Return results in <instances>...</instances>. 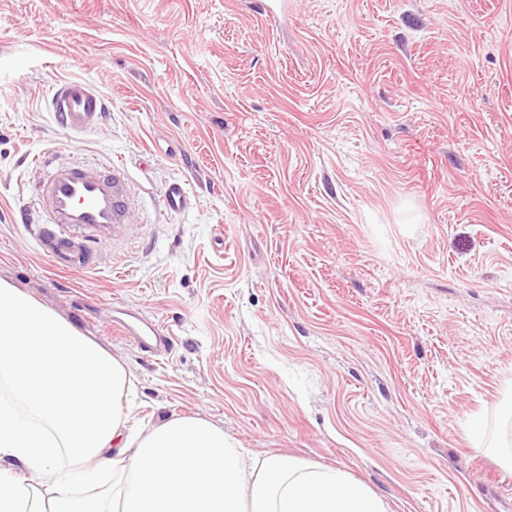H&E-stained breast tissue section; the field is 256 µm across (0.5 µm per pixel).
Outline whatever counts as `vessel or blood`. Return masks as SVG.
<instances>
[{
    "label": "vessel or blood",
    "mask_w": 512,
    "mask_h": 512,
    "mask_svg": "<svg viewBox=\"0 0 512 512\" xmlns=\"http://www.w3.org/2000/svg\"><path fill=\"white\" fill-rule=\"evenodd\" d=\"M50 104L59 125L75 138L97 131L106 114L104 97L80 79L57 83ZM113 169L109 161L56 164L34 181V195L46 217L38 229L39 245L56 267H93L97 246L111 240L113 225L121 223L125 190ZM113 329L150 355L169 351L173 345L156 323L144 329L135 319L117 318Z\"/></svg>",
    "instance_id": "obj_1"
}]
</instances>
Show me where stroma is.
<instances>
[{
    "label": "stroma",
    "mask_w": 512,
    "mask_h": 512,
    "mask_svg": "<svg viewBox=\"0 0 512 512\" xmlns=\"http://www.w3.org/2000/svg\"><path fill=\"white\" fill-rule=\"evenodd\" d=\"M267 2L0 0V281L122 362L133 429L201 417L388 512H498L512 0ZM72 78L109 107L79 140L50 109ZM77 158L112 159L129 211L96 267L61 270L32 181ZM117 308L172 349L113 337Z\"/></svg>",
    "instance_id": "1"
}]
</instances>
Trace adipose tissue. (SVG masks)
<instances>
[{
  "label": "adipose tissue",
  "instance_id": "adipose-tissue-1",
  "mask_svg": "<svg viewBox=\"0 0 512 512\" xmlns=\"http://www.w3.org/2000/svg\"><path fill=\"white\" fill-rule=\"evenodd\" d=\"M0 512H387L344 472L246 457L222 428L175 416L127 426L126 369L28 295L0 283ZM68 457L71 471L59 461ZM95 487L76 495L71 485Z\"/></svg>",
  "mask_w": 512,
  "mask_h": 512
}]
</instances>
